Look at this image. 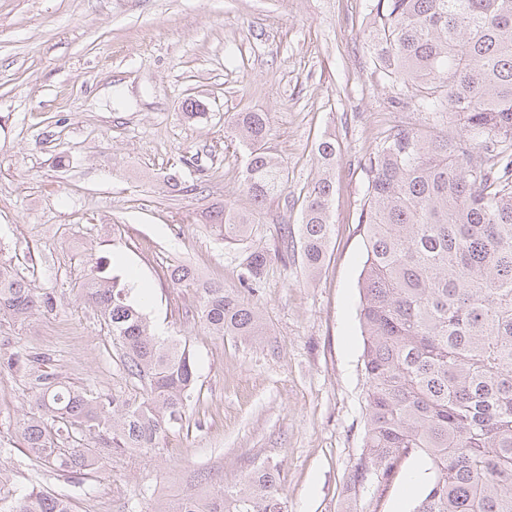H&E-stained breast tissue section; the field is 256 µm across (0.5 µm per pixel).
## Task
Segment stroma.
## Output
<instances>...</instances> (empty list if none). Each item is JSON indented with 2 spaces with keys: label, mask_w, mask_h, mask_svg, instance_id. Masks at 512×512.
Wrapping results in <instances>:
<instances>
[{
  "label": "stroma",
  "mask_w": 512,
  "mask_h": 512,
  "mask_svg": "<svg viewBox=\"0 0 512 512\" xmlns=\"http://www.w3.org/2000/svg\"><path fill=\"white\" fill-rule=\"evenodd\" d=\"M369 10L370 0H0V260L56 303L22 323L0 316V356L23 347L62 381L132 390L80 290L91 259L115 254L153 327L186 337L197 369L189 417L160 449L72 478L28 466L16 422L30 379L0 375V468L16 488L52 490L75 512H147L200 491L198 474L230 483L265 464L288 512H409L420 457L380 502L353 506L345 492L364 436L363 163L390 128L434 125L376 71ZM188 97L201 117H185ZM249 111L268 113V146L288 173L250 246L272 251L282 224L299 230L321 134L339 153L323 268L274 259L254 298L264 334L243 341L194 321L193 291L173 287L167 268L181 261L238 288L243 252L203 216L227 200L250 207L239 193L247 151L229 125ZM173 172L181 189L164 183Z\"/></svg>",
  "instance_id": "1"
}]
</instances>
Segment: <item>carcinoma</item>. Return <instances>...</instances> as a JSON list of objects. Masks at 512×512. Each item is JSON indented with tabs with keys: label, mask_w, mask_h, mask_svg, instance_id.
Here are the masks:
<instances>
[{
	"label": "carcinoma",
	"mask_w": 512,
	"mask_h": 512,
	"mask_svg": "<svg viewBox=\"0 0 512 512\" xmlns=\"http://www.w3.org/2000/svg\"><path fill=\"white\" fill-rule=\"evenodd\" d=\"M373 64L408 84L418 105L459 121L456 132L391 128L364 161L359 215L366 258L359 281L364 338L365 431L347 490L382 497L414 457L427 458L411 512H512V0H376ZM247 148L241 193L252 209L224 202L205 213L228 246L244 244L255 214L285 191L288 172L267 151L266 112H237ZM336 140L316 151L318 178L302 196L299 238L280 228L282 252L299 250L310 273L325 263L332 233ZM269 251L248 248L240 287L168 267L172 285L197 295L194 317L210 332L262 335L249 301L266 278ZM134 286L99 257L83 297L119 347L136 395L102 394L41 373L18 434L36 469L61 476L108 474L114 459L161 446L186 419L196 386L187 338H162L132 298ZM54 310V297L0 263V315L23 322ZM38 359L0 357V371L28 372ZM0 512H74L41 486L13 488L0 469ZM153 512H286L276 468L259 466L232 485L183 496Z\"/></svg>",
	"instance_id": "obj_1"
}]
</instances>
